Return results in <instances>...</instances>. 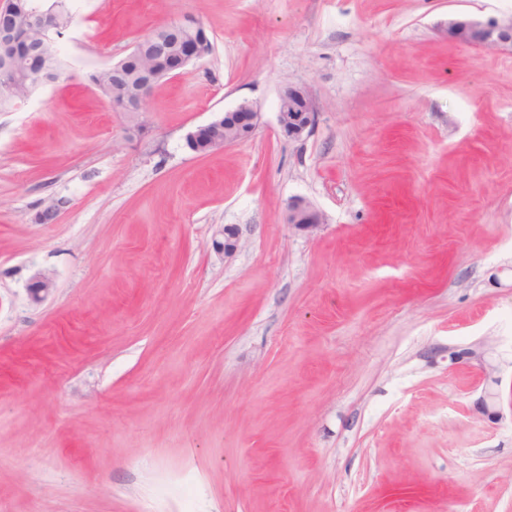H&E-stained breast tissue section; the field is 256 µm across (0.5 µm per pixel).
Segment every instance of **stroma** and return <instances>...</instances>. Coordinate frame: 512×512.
<instances>
[{
  "instance_id": "1",
  "label": "stroma",
  "mask_w": 512,
  "mask_h": 512,
  "mask_svg": "<svg viewBox=\"0 0 512 512\" xmlns=\"http://www.w3.org/2000/svg\"><path fill=\"white\" fill-rule=\"evenodd\" d=\"M452 16L512 0H72L0 112V512H512V52ZM189 21L211 52L112 111L88 74ZM71 1L59 0L55 16L45 20L48 27V39L40 50H33L34 70L41 72L43 83L54 79L61 67V61L54 50L55 37L62 35L67 28L68 17H71ZM315 102L297 86L283 89L279 99L278 121L288 136L300 138L309 132L316 121ZM259 113L248 102L240 103L235 109L204 125L197 126L187 134L192 139L205 136L211 151L231 146L249 137L257 127ZM323 222V214L306 200L296 199L288 204V224L297 230L311 234ZM493 348L487 343H479L474 348L468 349L463 354L466 355V358L475 361L485 376H491L494 373L498 366L494 364L492 358Z\"/></svg>"
}]
</instances>
